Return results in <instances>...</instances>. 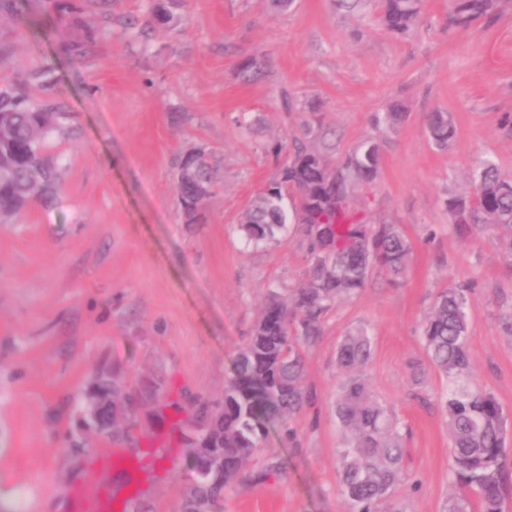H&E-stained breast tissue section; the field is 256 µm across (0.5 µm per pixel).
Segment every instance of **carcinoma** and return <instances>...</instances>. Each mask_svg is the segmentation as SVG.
<instances>
[{"mask_svg":"<svg viewBox=\"0 0 512 512\" xmlns=\"http://www.w3.org/2000/svg\"><path fill=\"white\" fill-rule=\"evenodd\" d=\"M352 13L371 8L380 25L403 36L423 20L424 0H334ZM512 7V0H453L448 26L469 29ZM65 113L19 88L0 90V216L20 213L33 199L50 200L59 169L44 153L48 136L60 128ZM403 118L394 105L372 117L375 129L392 128ZM433 144L448 149L456 135L446 112L428 119ZM319 144L315 148L307 141ZM340 139L322 121L293 137L290 158L275 181L258 193L240 218V230L255 245L277 243L293 225L300 229L309 258L305 280L286 292L273 289L249 343L238 354L224 387V409L202 419L213 431L224 430V478L191 485L183 499L213 512L224 507V493L241 480L244 463L262 451L272 427L287 424L311 402L304 384V347L321 336L323 324L342 298L363 290L373 275L402 277L411 245L397 224H374L359 208L356 191L378 176L382 143L368 137L344 153L335 166L326 155ZM181 161L178 198L184 222L199 224L206 201L196 197ZM290 204H285L286 199ZM450 230L468 236L505 228L512 234V175L488 159L473 169L471 188L445 201ZM469 284L440 291L422 326L424 346L433 366L448 380L443 409L451 438V471L464 493L452 497L445 512H471L467 493L477 494L481 512H503L507 490L506 460L512 440L507 418L496 398L475 380L469 353L466 292ZM371 343L365 329L350 331L340 343L336 362L345 377L336 392V417L352 434L340 455L342 494L350 512H398L390 504L406 480L401 436L386 409L370 393L366 380L351 370L366 364Z\"/></svg>","mask_w":512,"mask_h":512,"instance_id":"cac0c4a2","label":"carcinoma"}]
</instances>
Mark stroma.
Returning a JSON list of instances; mask_svg holds the SVG:
<instances>
[{
	"instance_id": "1",
	"label": "stroma",
	"mask_w": 512,
	"mask_h": 512,
	"mask_svg": "<svg viewBox=\"0 0 512 512\" xmlns=\"http://www.w3.org/2000/svg\"><path fill=\"white\" fill-rule=\"evenodd\" d=\"M30 0L31 32L0 12V88L26 81L31 97L67 118L45 144L58 160L56 204L35 201L0 222V504L9 512H73L71 498L113 449L139 467L112 482L174 512L194 476L183 421L199 404L224 406L237 353L269 289L296 287L308 266L298 232L246 243L239 218L277 175L272 148L322 118L348 151L375 130L374 113L400 104L376 181L359 192L373 222L400 225L412 245L403 277H373L343 300L305 352L313 402L271 430L224 512H348L339 455L351 439L336 418L337 348L365 328L363 370L397 421L408 480L404 512H443L458 489L421 329L436 294L467 293L477 382L512 428V261L492 231L449 232L448 194L466 191L477 158L512 173V10L467 29L448 26V0H425V23L405 37L334 0H178L158 24L159 0ZM259 53L263 77L242 62ZM451 117L456 137L437 149L427 116ZM208 155L216 188L205 223L177 201L182 158ZM136 400L132 437L113 441L85 413L100 375Z\"/></svg>"
}]
</instances>
